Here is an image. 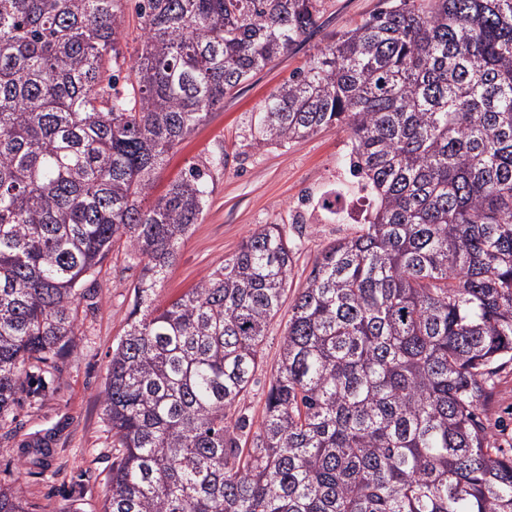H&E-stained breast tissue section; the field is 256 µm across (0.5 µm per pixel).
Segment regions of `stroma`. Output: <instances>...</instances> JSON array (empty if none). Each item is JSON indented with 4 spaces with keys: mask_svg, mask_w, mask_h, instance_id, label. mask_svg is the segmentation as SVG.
Returning <instances> with one entry per match:
<instances>
[{
    "mask_svg": "<svg viewBox=\"0 0 512 512\" xmlns=\"http://www.w3.org/2000/svg\"><path fill=\"white\" fill-rule=\"evenodd\" d=\"M384 6L385 0H325L315 28L227 95L223 108L198 125L156 175L152 193L158 196L191 164H211L208 202L156 287L158 304L167 305L193 288L261 225L283 226L296 245L288 289L268 327L254 383L233 407V416L260 421L298 291L323 248L355 233L362 212L371 207L367 192L356 189L347 197L342 222L318 214L323 193L349 179L346 132L333 129L283 147H261L250 131L251 116L317 48ZM219 154L223 164L212 165ZM140 271L124 249H113L98 278L97 306L80 316L77 347L48 360L42 396L21 397L0 420V486L20 489L28 512H103L117 451L101 393L112 348L126 330ZM481 420L496 448L511 456L512 362L498 368Z\"/></svg>",
    "mask_w": 512,
    "mask_h": 512,
    "instance_id": "1",
    "label": "stroma"
}]
</instances>
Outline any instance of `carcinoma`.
I'll use <instances>...</instances> for the list:
<instances>
[{
    "instance_id": "cac0c4a2",
    "label": "carcinoma",
    "mask_w": 512,
    "mask_h": 512,
    "mask_svg": "<svg viewBox=\"0 0 512 512\" xmlns=\"http://www.w3.org/2000/svg\"><path fill=\"white\" fill-rule=\"evenodd\" d=\"M0 0V419L77 346L115 245L142 264L102 403L104 512H512L482 427L512 362V0H389L261 105L255 140L340 127L373 202L296 296L258 430L249 392L294 245L264 224L194 288L155 287L208 166L151 199L170 151L287 53L324 0ZM125 71L116 87L115 73ZM0 512H27L0 488ZM127 28L124 39L121 40L122 49L126 55V64H130L137 55L140 47V33L138 29V18L134 12V0H129L126 6Z\"/></svg>"
}]
</instances>
